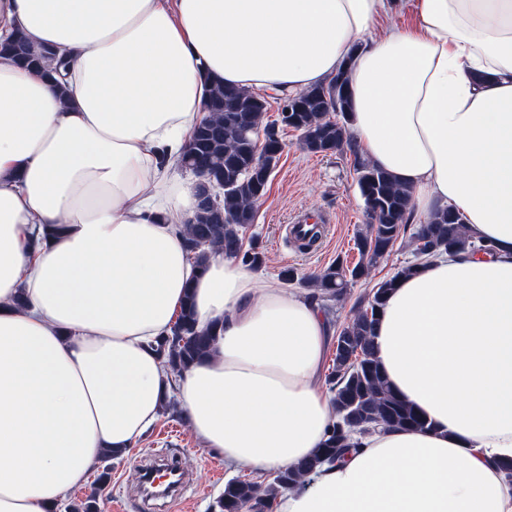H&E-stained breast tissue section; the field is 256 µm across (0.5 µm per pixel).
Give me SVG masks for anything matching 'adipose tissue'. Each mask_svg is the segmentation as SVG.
Here are the masks:
<instances>
[{
    "mask_svg": "<svg viewBox=\"0 0 512 512\" xmlns=\"http://www.w3.org/2000/svg\"><path fill=\"white\" fill-rule=\"evenodd\" d=\"M396 3L0 0V43L20 32L68 65L60 84L0 55V512H57L171 396L233 468L320 447L332 329L224 254L194 272L180 227L196 184L174 164L213 83L293 95L340 71L368 161L415 214L452 207L494 251L424 261L376 326L382 371L428 429L364 436L275 512H512L494 466L512 458V0H413L410 26L389 25ZM188 292L216 338L176 376L154 344Z\"/></svg>",
    "mask_w": 512,
    "mask_h": 512,
    "instance_id": "obj_1",
    "label": "adipose tissue"
}]
</instances>
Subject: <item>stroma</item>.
<instances>
[{
  "instance_id": "1",
  "label": "stroma",
  "mask_w": 512,
  "mask_h": 512,
  "mask_svg": "<svg viewBox=\"0 0 512 512\" xmlns=\"http://www.w3.org/2000/svg\"><path fill=\"white\" fill-rule=\"evenodd\" d=\"M276 132L284 149L244 239L256 241L264 253L265 262L258 270L261 279L279 283L284 281V270H294L298 278L288 283L289 288L300 293L304 290L300 276L339 259L350 265L357 262L354 235L367 218L351 153H311L301 148L298 131L277 126ZM313 215L328 216L330 222L320 244L304 251L289 238L287 227ZM413 259L412 235L407 232L371 278L355 282L345 298L329 302L324 311L326 318L332 323L350 319L357 298L367 295L377 282ZM160 456L171 459L191 477L178 501L147 498L137 482L136 465ZM237 475V470L225 466L219 453L202 445L178 400L173 398L167 411L160 413L136 445L113 460L110 482L101 488L91 481L75 489L60 512H72L74 505L92 494L97 497V512H212L225 483Z\"/></svg>"
}]
</instances>
